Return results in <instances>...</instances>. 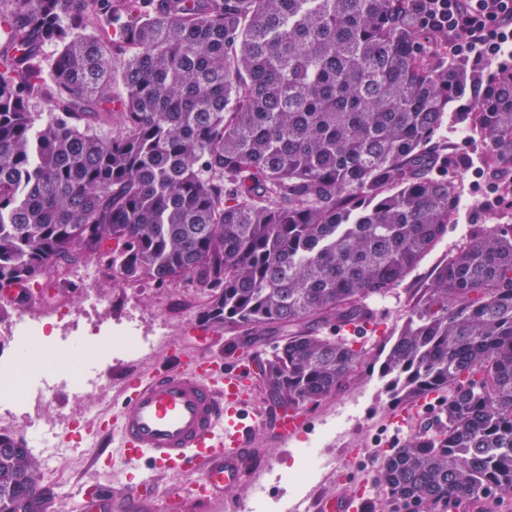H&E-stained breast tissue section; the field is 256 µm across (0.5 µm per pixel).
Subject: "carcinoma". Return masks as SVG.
Returning a JSON list of instances; mask_svg holds the SVG:
<instances>
[{
    "mask_svg": "<svg viewBox=\"0 0 512 512\" xmlns=\"http://www.w3.org/2000/svg\"><path fill=\"white\" fill-rule=\"evenodd\" d=\"M437 9L0 0V283L89 258L126 284L187 282L235 347L274 341L260 374L283 409L340 392L366 348L323 329L373 313L461 204L431 175L454 101L512 198V65L448 60ZM381 378L397 403L439 401L373 470L379 512H512L511 224L480 227L415 289ZM49 495L26 445L0 442V512Z\"/></svg>",
    "mask_w": 512,
    "mask_h": 512,
    "instance_id": "cac0c4a2",
    "label": "carcinoma"
}]
</instances>
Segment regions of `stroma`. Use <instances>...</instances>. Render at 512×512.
I'll return each mask as SVG.
<instances>
[{
	"mask_svg": "<svg viewBox=\"0 0 512 512\" xmlns=\"http://www.w3.org/2000/svg\"><path fill=\"white\" fill-rule=\"evenodd\" d=\"M465 101H458L449 113L443 128V138L448 143V164L445 175L461 193V205L453 224L432 250L422 259L418 267L395 287L377 307L378 317L384 326H392L405 310L408 289L427 281L435 268L446 259L448 253L461 245L471 229L488 223L491 215L499 212L496 189L487 179L478 177L482 165L477 151L463 132L457 114L463 111ZM50 291L45 304L27 310L7 306L0 313V325L9 326L20 314L41 319L60 308L71 310L80 326L97 321L112 328H125L137 334L153 335L158 324H166V337L152 354L143 359L131 360L116 357L100 364L101 372L110 374L113 386L105 395L88 396L89 404L98 412L110 409L115 401L117 386L131 370L150 371L168 363L173 351L193 356L215 353L227 348L230 334L215 333L208 329L203 317L205 302L198 289L177 282L159 288L146 283L125 285L118 281L100 279L98 286L105 301L100 314L92 315L84 309L87 288L83 268L77 267L51 274L45 279ZM390 346L388 334L372 336L366 342L368 354L351 383L341 392L331 395L317 406L307 409L308 427L288 439H281L272 429H260L255 435V446L262 458L277 456L296 458L298 449H310L319 457L338 453L342 448L357 447L362 437L360 423L369 418L376 427L373 439L381 447L392 446V431L389 420L398 409L387 395L379 376V365ZM340 422L346 431L344 437H336L327 429L328 423ZM113 473L93 467L89 452L83 451L68 456L60 465L45 467L44 483L53 496H60L62 487H74L84 481L112 482Z\"/></svg>",
	"mask_w": 512,
	"mask_h": 512,
	"instance_id": "1",
	"label": "stroma"
}]
</instances>
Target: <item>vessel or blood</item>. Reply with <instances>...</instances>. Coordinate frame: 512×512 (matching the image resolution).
I'll use <instances>...</instances> for the list:
<instances>
[{
  "instance_id": "vessel-or-blood-1",
  "label": "vessel or blood",
  "mask_w": 512,
  "mask_h": 512,
  "mask_svg": "<svg viewBox=\"0 0 512 512\" xmlns=\"http://www.w3.org/2000/svg\"><path fill=\"white\" fill-rule=\"evenodd\" d=\"M420 397L392 417L401 432L411 415L434 404ZM267 417L255 405L250 369L240 351L196 355L176 366L125 376L120 399L99 418L110 435L98 466L120 471L124 483L82 485L79 512H176L185 499L203 508L223 501L227 489L245 484L257 461L256 432ZM189 476L187 484L162 485L158 475ZM364 487L313 502L310 512H367Z\"/></svg>"
}]
</instances>
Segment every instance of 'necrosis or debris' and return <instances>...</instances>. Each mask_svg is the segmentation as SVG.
<instances>
[{
    "label": "necrosis or debris",
    "mask_w": 512,
    "mask_h": 512,
    "mask_svg": "<svg viewBox=\"0 0 512 512\" xmlns=\"http://www.w3.org/2000/svg\"><path fill=\"white\" fill-rule=\"evenodd\" d=\"M53 337L62 348L92 351L100 362L111 360L116 353L140 358L152 350L157 339L153 336H128L118 340L111 329L97 325L81 330L74 326L70 312L64 309L58 310L50 320L30 322L21 319L0 332V386H10L17 373L26 375L20 398L10 406L1 407L0 415L19 416L32 433L37 447L44 449L48 463L57 464L64 460L66 452L56 447L55 438L67 431L71 418L67 415L46 418V404L54 393L67 388L73 399L81 402L82 417L95 415V406L86 404L84 398L91 393L106 392L108 381L90 368L79 371L71 367L25 364L17 360L19 350L46 345ZM345 466L343 458L330 455L322 457L318 469L298 470L292 478V495L273 500L268 512H306L320 484L328 476L339 474Z\"/></svg>",
    "instance_id": "1"
}]
</instances>
